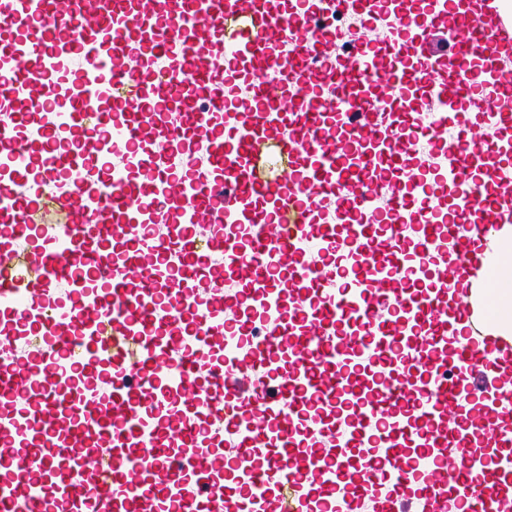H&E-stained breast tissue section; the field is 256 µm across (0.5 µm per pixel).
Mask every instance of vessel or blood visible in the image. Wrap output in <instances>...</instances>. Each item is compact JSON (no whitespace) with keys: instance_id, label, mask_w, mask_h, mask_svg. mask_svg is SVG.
Here are the masks:
<instances>
[{"instance_id":"b4317fda","label":"vessel or blood","mask_w":512,"mask_h":512,"mask_svg":"<svg viewBox=\"0 0 512 512\" xmlns=\"http://www.w3.org/2000/svg\"><path fill=\"white\" fill-rule=\"evenodd\" d=\"M510 63L505 0H0V512H507ZM486 283L490 284L488 298L492 315L502 326L506 324L510 330L512 324V281L501 280L497 271L491 270L487 274L484 271Z\"/></svg>"}]
</instances>
